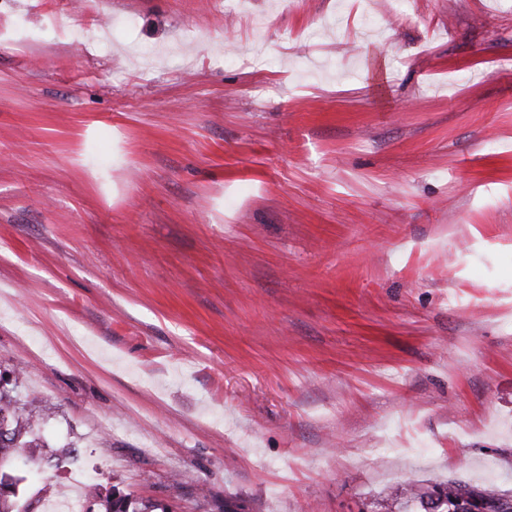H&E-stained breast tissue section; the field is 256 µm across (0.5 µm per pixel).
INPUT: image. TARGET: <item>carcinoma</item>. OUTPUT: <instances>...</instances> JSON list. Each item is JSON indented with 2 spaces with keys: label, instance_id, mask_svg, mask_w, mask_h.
I'll use <instances>...</instances> for the list:
<instances>
[{
  "label": "carcinoma",
  "instance_id": "obj_1",
  "mask_svg": "<svg viewBox=\"0 0 512 512\" xmlns=\"http://www.w3.org/2000/svg\"><path fill=\"white\" fill-rule=\"evenodd\" d=\"M50 411L38 405L36 398L21 400L8 391L0 392V468L16 458L31 468L45 467L44 458L37 453L32 440L25 439L33 423L44 419ZM96 495L105 504L104 512H149L151 505L137 511L132 508V498L116 487L93 485ZM14 483L0 474V512H38L37 501L15 500ZM414 505L417 512H512V494H500L463 482L448 480L431 485L397 488L386 497L384 508L406 509Z\"/></svg>",
  "mask_w": 512,
  "mask_h": 512
}]
</instances>
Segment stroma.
<instances>
[{
	"instance_id": "stroma-1",
	"label": "stroma",
	"mask_w": 512,
	"mask_h": 512,
	"mask_svg": "<svg viewBox=\"0 0 512 512\" xmlns=\"http://www.w3.org/2000/svg\"><path fill=\"white\" fill-rule=\"evenodd\" d=\"M396 5L0 6V388L90 484L512 493V0Z\"/></svg>"
}]
</instances>
